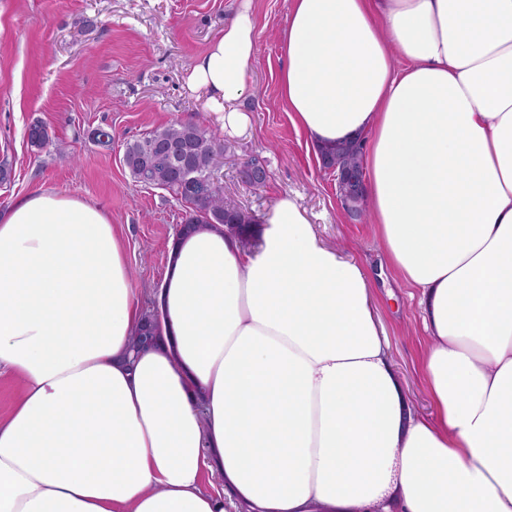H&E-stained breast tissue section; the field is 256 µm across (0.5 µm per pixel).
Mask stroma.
<instances>
[{
	"instance_id": "35a3bbf8",
	"label": "stroma",
	"mask_w": 512,
	"mask_h": 512,
	"mask_svg": "<svg viewBox=\"0 0 512 512\" xmlns=\"http://www.w3.org/2000/svg\"><path fill=\"white\" fill-rule=\"evenodd\" d=\"M242 0H0V212L37 190L95 202L116 224L141 309L153 308L170 239L185 215L169 192L136 183L123 163L126 141L173 121L204 120L227 147L221 167L225 198L263 217L279 193L294 196L328 246L370 269L384 258L368 216L351 217L336 196V175L319 163L283 104L279 75L291 0H252L256 51L244 120L235 131L211 111L188 76L195 60L224 33ZM46 126L51 142L31 147L27 127ZM112 131L98 146V128ZM259 156L258 187L243 183L239 162ZM416 288L388 273L377 292L388 353L409 401L435 410L422 364L426 337Z\"/></svg>"
}]
</instances>
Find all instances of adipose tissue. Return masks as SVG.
Listing matches in <instances>:
<instances>
[{"instance_id":"adipose-tissue-1","label":"adipose tissue","mask_w":512,"mask_h":512,"mask_svg":"<svg viewBox=\"0 0 512 512\" xmlns=\"http://www.w3.org/2000/svg\"><path fill=\"white\" fill-rule=\"evenodd\" d=\"M255 46L243 0L190 72L227 125ZM284 49L293 124L368 147L435 419L393 370L365 266L296 198L252 251L177 236L161 336L135 350L110 216L34 193L0 214V512H512V0H292Z\"/></svg>"}]
</instances>
